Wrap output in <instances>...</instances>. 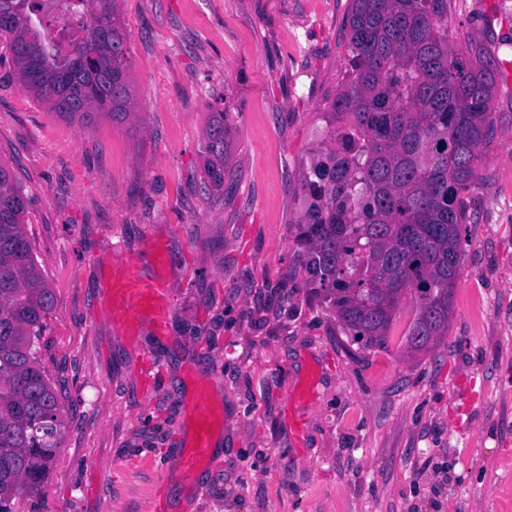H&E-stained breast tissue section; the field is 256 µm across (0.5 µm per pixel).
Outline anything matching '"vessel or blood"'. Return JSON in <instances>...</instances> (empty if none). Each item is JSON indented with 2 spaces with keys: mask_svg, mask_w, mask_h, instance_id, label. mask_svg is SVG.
Returning a JSON list of instances; mask_svg holds the SVG:
<instances>
[{
  "mask_svg": "<svg viewBox=\"0 0 512 512\" xmlns=\"http://www.w3.org/2000/svg\"><path fill=\"white\" fill-rule=\"evenodd\" d=\"M112 302L117 313L132 325L147 321L158 333H166L172 309L164 288L154 280L140 277L132 264L116 268L112 275ZM214 398L201 388L185 412V432L173 461L182 476L193 479L214 459L217 426Z\"/></svg>",
  "mask_w": 512,
  "mask_h": 512,
  "instance_id": "b4317fda",
  "label": "vessel or blood"
}]
</instances>
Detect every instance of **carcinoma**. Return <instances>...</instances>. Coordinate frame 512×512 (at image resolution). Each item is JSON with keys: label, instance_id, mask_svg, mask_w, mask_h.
Listing matches in <instances>:
<instances>
[{"label": "carcinoma", "instance_id": "1", "mask_svg": "<svg viewBox=\"0 0 512 512\" xmlns=\"http://www.w3.org/2000/svg\"><path fill=\"white\" fill-rule=\"evenodd\" d=\"M89 21L63 57L31 15L41 0H0L21 89L84 126L133 115L131 57L116 0H82ZM345 82L332 101L330 145L301 173L303 214L292 266L309 297L361 348L385 350L400 302L416 316L405 348L448 334L462 240L482 148L496 135L500 64L474 42H448V0H350ZM199 175L224 189L233 130L226 112L205 126ZM27 197L0 161V512L37 495L60 448L63 405L39 358L54 297L24 227Z\"/></svg>", "mask_w": 512, "mask_h": 512}]
</instances>
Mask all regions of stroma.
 I'll return each instance as SVG.
<instances>
[{
  "label": "stroma",
  "mask_w": 512,
  "mask_h": 512,
  "mask_svg": "<svg viewBox=\"0 0 512 512\" xmlns=\"http://www.w3.org/2000/svg\"><path fill=\"white\" fill-rule=\"evenodd\" d=\"M349 0H117L138 112L65 120L14 79L0 41V161L54 293L40 359L63 398L40 496L12 512H512V0H448L453 44L506 62L497 133L471 192L448 334L411 353L339 333L290 274L299 181L329 141ZM234 130L222 194L200 184L209 112ZM161 241L173 316L127 335L105 292L113 263ZM152 363L160 379L140 371ZM221 398L224 446L195 483L167 469L193 374ZM303 441L284 415L308 374Z\"/></svg>",
  "instance_id": "stroma-1"
}]
</instances>
